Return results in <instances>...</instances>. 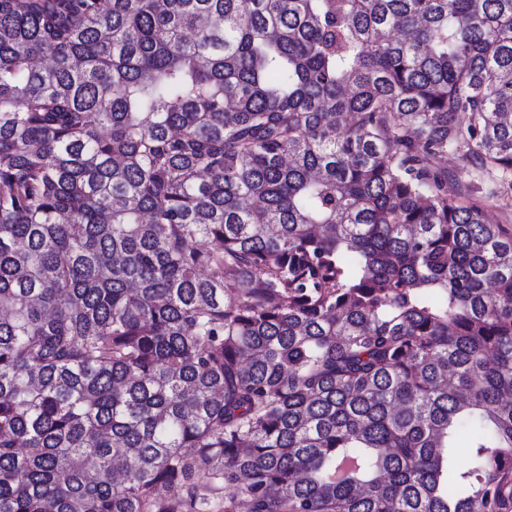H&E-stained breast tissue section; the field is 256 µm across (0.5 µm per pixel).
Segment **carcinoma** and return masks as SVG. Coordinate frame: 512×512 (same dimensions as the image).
Returning <instances> with one entry per match:
<instances>
[{"instance_id":"cac0c4a2","label":"carcinoma","mask_w":512,"mask_h":512,"mask_svg":"<svg viewBox=\"0 0 512 512\" xmlns=\"http://www.w3.org/2000/svg\"><path fill=\"white\" fill-rule=\"evenodd\" d=\"M450 150L512 189V0H0V512H512Z\"/></svg>"}]
</instances>
